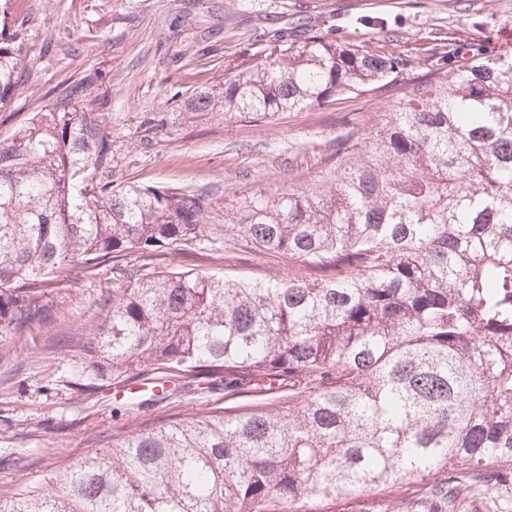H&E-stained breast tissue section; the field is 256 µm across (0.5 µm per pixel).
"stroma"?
<instances>
[{
  "label": "stroma",
  "instance_id": "1",
  "mask_svg": "<svg viewBox=\"0 0 512 512\" xmlns=\"http://www.w3.org/2000/svg\"><path fill=\"white\" fill-rule=\"evenodd\" d=\"M11 11L30 63L20 94L0 110V141L46 111L58 88L97 75L113 184H191L211 195V244L200 253L170 246L151 257L152 269L253 280H284L303 267L241 239L225 243L224 217L245 197L314 183L340 144L363 143L401 89L431 71L456 72L479 50L512 55V0H12ZM279 34L296 45L316 35L380 49L405 66L388 85L269 119L187 111L194 94L223 91L225 79L269 54ZM135 262H72L54 324L0 343V481L40 479L136 426L259 400L252 388L226 386L220 372L176 377L155 401L146 386L157 372L148 367L134 376L141 391L131 401L121 381L77 371L79 351L63 353L58 337L88 334L98 299Z\"/></svg>",
  "mask_w": 512,
  "mask_h": 512
}]
</instances>
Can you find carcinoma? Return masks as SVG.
I'll return each mask as SVG.
<instances>
[{"label":"carcinoma","instance_id":"cac0c4a2","mask_svg":"<svg viewBox=\"0 0 512 512\" xmlns=\"http://www.w3.org/2000/svg\"><path fill=\"white\" fill-rule=\"evenodd\" d=\"M0 0V109L27 66ZM402 59L319 36L200 91L189 112L266 118L381 84ZM96 77L59 89L0 141V342L54 321L68 262L199 245L208 194L114 186ZM89 170L98 181L82 186ZM227 227L307 274L254 281L142 263L100 301L81 365L125 379L222 370L288 382V401L111 436L39 481L0 482V512H328L429 482L445 512L512 490V57L477 53L404 88L359 148L305 190L254 194Z\"/></svg>","mask_w":512,"mask_h":512}]
</instances>
